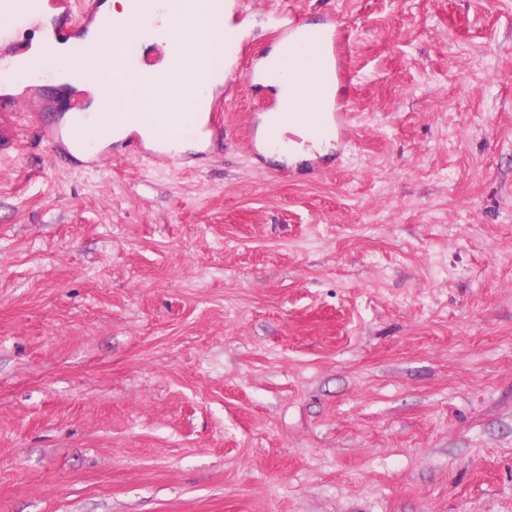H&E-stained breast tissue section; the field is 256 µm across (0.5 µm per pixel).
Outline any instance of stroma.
<instances>
[{
    "label": "stroma",
    "mask_w": 512,
    "mask_h": 512,
    "mask_svg": "<svg viewBox=\"0 0 512 512\" xmlns=\"http://www.w3.org/2000/svg\"><path fill=\"white\" fill-rule=\"evenodd\" d=\"M334 24L352 124L81 160L39 86L0 156V512H512V0H242ZM332 144L322 139L313 140L311 145L304 149V146H285L280 150L265 148L267 157L274 161L286 162L288 164H296L308 157L312 150L317 151L320 155L327 156L330 153Z\"/></svg>",
    "instance_id": "1"
}]
</instances>
